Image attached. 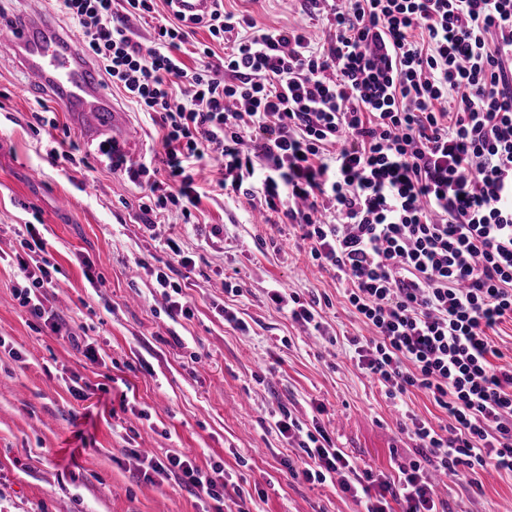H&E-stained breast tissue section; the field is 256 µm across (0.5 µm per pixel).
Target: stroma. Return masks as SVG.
Listing matches in <instances>:
<instances>
[{
  "label": "stroma",
  "mask_w": 512,
  "mask_h": 512,
  "mask_svg": "<svg viewBox=\"0 0 512 512\" xmlns=\"http://www.w3.org/2000/svg\"><path fill=\"white\" fill-rule=\"evenodd\" d=\"M256 28L303 25L327 44L325 16L307 0H224ZM70 118L52 94L35 90L13 54L0 48V512H237L232 501L197 498L175 478L144 477L139 461L192 453L218 461L228 482L252 497V512H362L334 488L288 480L298 460L274 427L289 410L319 419L333 444L360 467L388 475L423 459L402 433L405 415L431 426L448 415L415 389L403 400L359 369L345 343L369 335L345 303L333 269L318 266L287 218L259 224L246 200L202 190L195 224L178 212L145 231L141 189L109 169L96 145H82L90 171L63 172L31 127L38 101ZM34 225L58 266L46 294L60 319L84 328L98 354L88 361L13 298L16 252ZM175 239L191 266L173 261ZM171 264L192 304L171 318L150 273ZM102 284L90 283V276ZM234 276L243 294L224 292ZM271 288L319 299L326 335L292 322L268 299ZM234 301L246 330L225 323ZM338 343H330V336ZM82 397H74L71 386ZM447 512H512V475L474 467L447 482Z\"/></svg>",
  "instance_id": "obj_1"
}]
</instances>
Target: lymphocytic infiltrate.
Returning <instances> with one entry per match:
<instances>
[{
	"mask_svg": "<svg viewBox=\"0 0 512 512\" xmlns=\"http://www.w3.org/2000/svg\"><path fill=\"white\" fill-rule=\"evenodd\" d=\"M125 2L154 20L151 45L113 0H61L103 84L162 131L146 163L108 141L98 150L142 189L145 229L173 209L191 218L198 172L220 161L212 191L283 214L334 269L372 331L351 341L359 366L390 397L428 392L450 419L441 432L403 425L425 462L391 480L282 412L277 430L307 456L290 477L336 483L364 512H439L430 470L512 473V366L494 364L491 340L512 321V0H335L321 50L299 26L239 35L248 19L217 0L192 67L191 26L157 0ZM21 246L13 295L55 322L45 290L57 266L39 236ZM151 469L217 502L231 494L218 463L174 453Z\"/></svg>",
	"mask_w": 512,
	"mask_h": 512,
	"instance_id": "f902f5d3",
	"label": "lymphocytic infiltrate"
}]
</instances>
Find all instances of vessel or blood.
I'll return each mask as SVG.
<instances>
[{
    "mask_svg": "<svg viewBox=\"0 0 512 512\" xmlns=\"http://www.w3.org/2000/svg\"><path fill=\"white\" fill-rule=\"evenodd\" d=\"M213 4L214 0L175 2L182 16L190 20L207 17ZM0 46L10 50L18 63L59 99L85 142L106 135L117 144L132 139L129 120L105 93L96 66L59 32L52 15L0 18Z\"/></svg>",
    "mask_w": 512,
    "mask_h": 512,
    "instance_id": "obj_1",
    "label": "vessel or blood"
}]
</instances>
